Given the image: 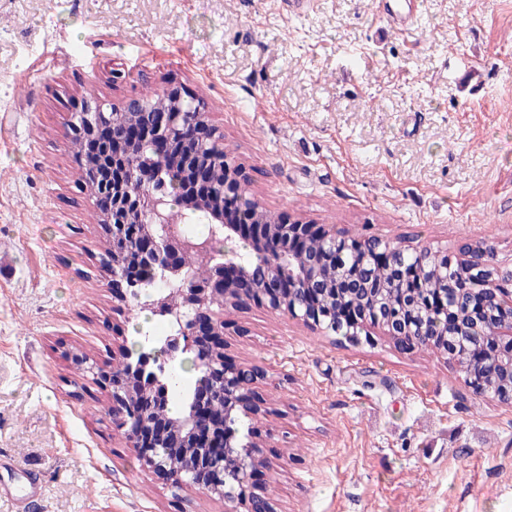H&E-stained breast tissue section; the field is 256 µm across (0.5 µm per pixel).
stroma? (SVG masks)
I'll return each mask as SVG.
<instances>
[{
    "label": "stroma",
    "instance_id": "stroma-1",
    "mask_svg": "<svg viewBox=\"0 0 512 512\" xmlns=\"http://www.w3.org/2000/svg\"><path fill=\"white\" fill-rule=\"evenodd\" d=\"M0 0V512H224L148 469L101 373L130 344L67 121L183 87L271 213L512 266V0ZM125 72L113 81L112 70ZM256 366L277 512H512V403L437 354L286 311L224 317ZM409 1L410 3H401ZM377 15L398 30H408L416 22V1L414 0H376Z\"/></svg>",
    "mask_w": 512,
    "mask_h": 512
}]
</instances>
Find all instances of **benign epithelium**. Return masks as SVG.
<instances>
[{"mask_svg": "<svg viewBox=\"0 0 512 512\" xmlns=\"http://www.w3.org/2000/svg\"><path fill=\"white\" fill-rule=\"evenodd\" d=\"M162 96L168 102L165 108L154 105L147 95L132 96L108 107L86 103L71 113L68 123L75 140L94 135L107 144L116 139L117 128L130 132L123 138V150L112 156V168H122L121 176L115 179L99 174L100 161L92 158L81 182L92 198L112 201L110 211L99 210L97 214L112 240V286L123 287L117 293L118 300H135L141 311L173 323L170 333L150 337L155 344L152 350L136 355L125 351L113 366L116 377L106 386L118 407V427L132 447H139L143 432L156 430L154 452L143 457L148 468L176 487L199 489L224 500V512H275L265 486L257 481L259 473L273 468L264 455L258 428L245 433L239 429L241 423L267 413L255 391L259 372L225 355L217 358L195 343L204 330L218 337V344H224V311L228 309L247 304L275 310L284 307L304 326L321 331L331 312L308 306L297 291L309 288L327 293L336 286L369 301L371 310L363 311L362 318L352 323L353 336H369L378 328L394 347L413 349L416 325L382 309L367 288V274L345 272L334 279L315 258L303 268L295 266L290 245L313 235L331 254L339 256L342 265L348 251L390 258L398 250H414L426 255L439 271L453 265L464 269L475 283L468 294L480 297L482 305L471 314V322L458 324V334L447 342L444 354L455 365L464 362L466 352L459 347L470 339V323L480 322L486 311H493L492 370L509 379L508 388L493 392L468 378L465 383L483 397L512 401V290L498 287L504 281L512 283V269L489 265L492 246L488 242L462 245L454 263L448 252L439 248H412L377 236L355 238L334 226L315 229L300 219L272 218L250 193L244 166L224 150V137L212 124L203 101L181 87L170 88ZM188 127L195 129L196 138L183 167L206 184V194L188 198L181 193L171 197L135 190L134 182H149L153 156L172 151ZM218 164L224 168V181L213 186L209 171ZM230 196L262 228L257 238L242 241L245 257L221 248L239 238L236 225L224 218V198ZM190 214L202 215L210 226L214 264L202 282L188 271L195 246L178 229ZM132 247L151 276L159 275L173 287L140 299L136 285L126 282L123 271V258ZM189 352L203 369L194 390L178 415L153 418L149 403L157 400L169 404V387L163 376L170 363ZM208 397L221 403L220 414L205 411Z\"/></svg>", "mask_w": 512, "mask_h": 512, "instance_id": "1", "label": "benign epithelium"}]
</instances>
